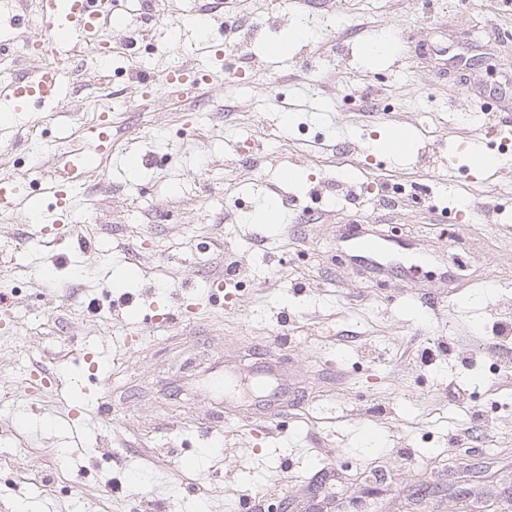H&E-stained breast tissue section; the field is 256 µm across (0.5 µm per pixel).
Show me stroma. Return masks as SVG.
Segmentation results:
<instances>
[{
	"instance_id": "1",
	"label": "stroma",
	"mask_w": 512,
	"mask_h": 512,
	"mask_svg": "<svg viewBox=\"0 0 512 512\" xmlns=\"http://www.w3.org/2000/svg\"><path fill=\"white\" fill-rule=\"evenodd\" d=\"M112 8L111 56L80 50L58 99L0 123L21 195L0 214V512H307L320 490L330 512H512V339L491 333L512 324V180L478 182L464 151L481 124L512 133V0H224L206 34L213 0ZM41 33L32 0H0V85L41 65ZM382 36L421 52L363 50ZM219 57L223 87L143 97ZM102 115L112 153L52 223L43 172ZM272 199L283 223H257ZM349 224L417 246L369 280L336 247ZM229 268L240 286L212 290ZM264 344L287 407L260 434L231 410L201 429L215 363L225 400L257 401Z\"/></svg>"
}]
</instances>
